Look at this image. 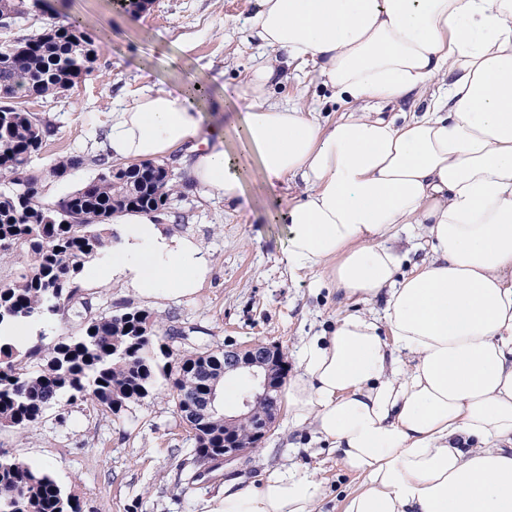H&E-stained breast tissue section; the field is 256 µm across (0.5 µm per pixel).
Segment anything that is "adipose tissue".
Segmentation results:
<instances>
[{"label":"adipose tissue","mask_w":512,"mask_h":512,"mask_svg":"<svg viewBox=\"0 0 512 512\" xmlns=\"http://www.w3.org/2000/svg\"><path fill=\"white\" fill-rule=\"evenodd\" d=\"M258 2L249 31L269 56L234 89L241 156L223 101L187 82L109 112V158L180 153L195 190L239 207L250 175L301 183L272 213L289 272L326 270L347 297L383 301L310 337L284 389L292 426L362 480L343 512H512V0ZM298 63L350 110L323 121L275 100ZM409 97L419 111L384 116ZM123 222L113 268L152 296L199 288L200 244L167 240L152 214ZM409 228L428 257L404 275ZM320 494L282 468L226 482L215 512H317Z\"/></svg>","instance_id":"1"}]
</instances>
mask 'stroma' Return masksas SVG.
Segmentation results:
<instances>
[{"label": "stroma", "instance_id": "stroma-1", "mask_svg": "<svg viewBox=\"0 0 512 512\" xmlns=\"http://www.w3.org/2000/svg\"><path fill=\"white\" fill-rule=\"evenodd\" d=\"M256 8L257 0H153L148 10L134 14L116 0H48L49 16H75L89 32L107 28L112 36L100 42L93 73L65 95L22 101V108L42 113L57 127L33 169L98 153L106 112L130 100L144 80L169 88L193 74L209 91H224L225 140L240 147L242 132L234 121L243 105L230 90L260 60L261 48L246 37ZM274 96L302 100L323 119L344 110L309 64ZM300 192L290 183L272 189L252 177L245 183L248 207L234 210L222 199L184 188L170 202L172 220L165 228L200 243L207 253L210 271L197 293L163 300L142 296L113 278L108 250L100 254L96 273H83V293L96 315L141 308L153 313L158 332L186 331L180 353L262 341L280 346L290 373H297L300 349L310 336L347 313H378L384 307L380 301L368 305L345 298L329 278L289 275L284 227L270 223L265 202L272 198L284 205ZM79 332L78 320L70 316L21 323L13 330L22 347L50 345ZM194 446L163 380L118 417L86 401L63 399L33 429L0 428V451L49 469L77 496L82 512H209L225 481L257 486L272 471L293 466L321 482L326 495L321 512H341L344 497L360 484L328 444L292 429L284 411L246 459L217 464L198 478L189 464Z\"/></svg>", "mask_w": 512, "mask_h": 512}]
</instances>
